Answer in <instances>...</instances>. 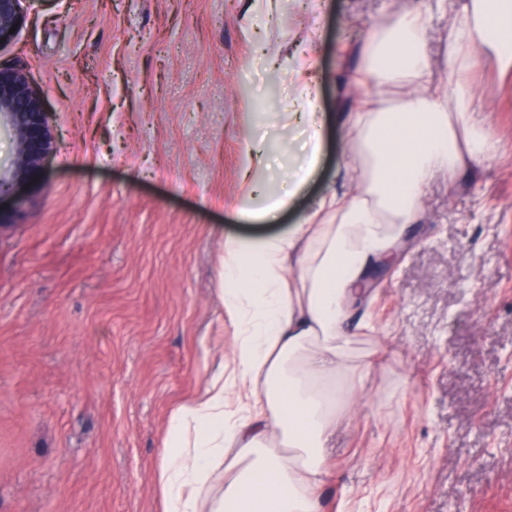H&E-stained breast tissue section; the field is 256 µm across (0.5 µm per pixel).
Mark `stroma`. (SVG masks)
Wrapping results in <instances>:
<instances>
[{
    "label": "stroma",
    "mask_w": 512,
    "mask_h": 512,
    "mask_svg": "<svg viewBox=\"0 0 512 512\" xmlns=\"http://www.w3.org/2000/svg\"><path fill=\"white\" fill-rule=\"evenodd\" d=\"M414 0H42L0 66L25 72L57 137L0 203V512H162L171 413L232 369L219 300L248 148L287 189L285 117L310 83L324 154L280 218L357 194L342 140L359 48ZM453 9L429 11L448 80ZM494 159L438 175L397 263L351 309L379 353L328 443L323 512H512V73L471 59Z\"/></svg>",
    "instance_id": "obj_1"
}]
</instances>
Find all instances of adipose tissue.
Masks as SVG:
<instances>
[{
	"mask_svg": "<svg viewBox=\"0 0 512 512\" xmlns=\"http://www.w3.org/2000/svg\"><path fill=\"white\" fill-rule=\"evenodd\" d=\"M462 20L448 36L450 84L425 91L427 10L416 0L371 30L363 49V103L349 119L343 152L367 161L360 195L323 196L288 232L229 239L221 302L235 326L233 370L215 373L200 401L175 410L162 443L163 512H321L326 448L340 421L331 382L364 387L370 363L352 362L359 341L347 304L365 271L418 217L424 187L439 171L457 176L488 161L491 145L471 112L463 77L475 53L512 72V0H457ZM411 86L391 110L368 105L374 87ZM304 161L282 194L240 200L248 221L276 220L317 168L322 126L312 123ZM240 410H227V394ZM237 468L224 476V458Z\"/></svg>",
	"mask_w": 512,
	"mask_h": 512,
	"instance_id": "obj_1",
	"label": "adipose tissue"
}]
</instances>
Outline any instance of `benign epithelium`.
Here are the masks:
<instances>
[{
  "label": "benign epithelium",
  "mask_w": 512,
  "mask_h": 512,
  "mask_svg": "<svg viewBox=\"0 0 512 512\" xmlns=\"http://www.w3.org/2000/svg\"><path fill=\"white\" fill-rule=\"evenodd\" d=\"M42 0H0V40L9 41V33L20 20L22 4L37 9ZM0 126L11 131L16 153L10 167L0 169V200L13 194L17 181L35 172L54 151L57 139L42 102L28 77L18 70L0 69Z\"/></svg>",
  "instance_id": "1"
}]
</instances>
